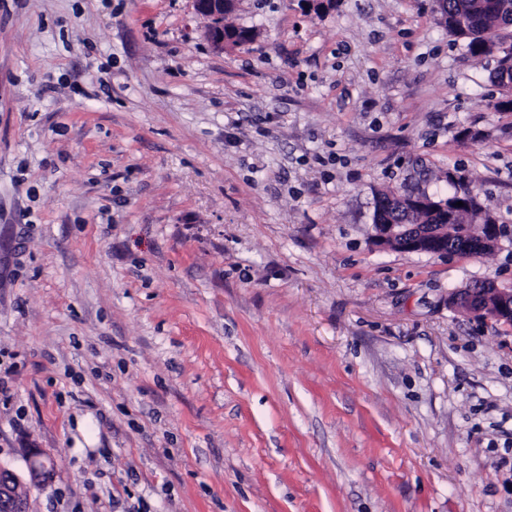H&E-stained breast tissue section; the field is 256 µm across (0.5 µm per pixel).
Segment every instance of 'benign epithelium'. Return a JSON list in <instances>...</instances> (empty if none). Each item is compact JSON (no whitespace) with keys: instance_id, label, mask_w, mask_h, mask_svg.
Here are the masks:
<instances>
[{"instance_id":"1","label":"benign epithelium","mask_w":512,"mask_h":512,"mask_svg":"<svg viewBox=\"0 0 512 512\" xmlns=\"http://www.w3.org/2000/svg\"><path fill=\"white\" fill-rule=\"evenodd\" d=\"M232 4L234 0H193L195 11L208 20L206 38L217 50L242 40L240 30L224 29V11ZM374 229V240L383 244L397 243L407 252L448 254V239L434 224H376ZM499 238V225L483 224L473 245L478 251L492 249ZM448 305L463 309L477 320L491 317L512 325V288H500L491 280L449 292ZM25 459L23 474L0 463V508L6 512H28L24 487L45 488L57 473L56 461L41 448L25 449Z\"/></svg>"}]
</instances>
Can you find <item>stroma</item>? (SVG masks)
<instances>
[{
  "label": "stroma",
  "instance_id": "35a3bbf8",
  "mask_svg": "<svg viewBox=\"0 0 512 512\" xmlns=\"http://www.w3.org/2000/svg\"><path fill=\"white\" fill-rule=\"evenodd\" d=\"M0 0V462L29 512H512V111L436 0ZM456 174L477 258L373 239ZM195 11L208 20L206 38L217 50H224L226 45L242 44L240 29L224 30L225 7L234 5V0H193ZM484 281L452 290L448 294V305L463 309L477 320L491 317L512 325V288L503 289L494 281ZM26 472L18 473L0 463V509L4 512H29L24 487L33 485L45 488L57 473V463L41 448L25 449Z\"/></svg>",
  "mask_w": 512,
  "mask_h": 512
}]
</instances>
